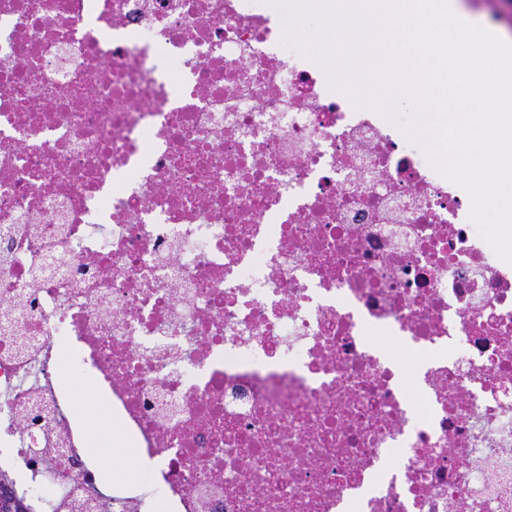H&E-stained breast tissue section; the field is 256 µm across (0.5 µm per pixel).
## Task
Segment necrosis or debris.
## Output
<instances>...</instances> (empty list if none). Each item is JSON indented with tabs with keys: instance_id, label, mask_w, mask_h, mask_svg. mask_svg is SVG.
I'll use <instances>...</instances> for the list:
<instances>
[{
	"instance_id": "4bbe7bcc",
	"label": "necrosis or debris",
	"mask_w": 512,
	"mask_h": 512,
	"mask_svg": "<svg viewBox=\"0 0 512 512\" xmlns=\"http://www.w3.org/2000/svg\"><path fill=\"white\" fill-rule=\"evenodd\" d=\"M283 27L0 0V473L40 512L100 493L68 374L146 463L112 512H512V266Z\"/></svg>"
}]
</instances>
